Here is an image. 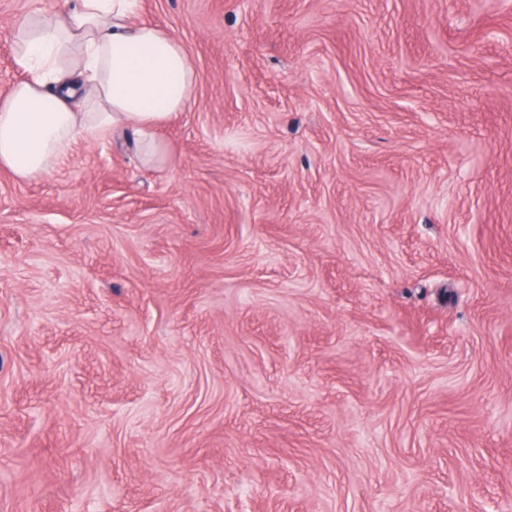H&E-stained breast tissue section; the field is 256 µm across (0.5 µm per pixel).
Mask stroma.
Here are the masks:
<instances>
[{"mask_svg":"<svg viewBox=\"0 0 512 512\" xmlns=\"http://www.w3.org/2000/svg\"><path fill=\"white\" fill-rule=\"evenodd\" d=\"M140 17L166 163L0 172V512H512V0Z\"/></svg>","mask_w":512,"mask_h":512,"instance_id":"obj_1","label":"stroma"}]
</instances>
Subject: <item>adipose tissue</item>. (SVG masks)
<instances>
[{
	"label": "adipose tissue",
	"mask_w": 512,
	"mask_h": 512,
	"mask_svg": "<svg viewBox=\"0 0 512 512\" xmlns=\"http://www.w3.org/2000/svg\"><path fill=\"white\" fill-rule=\"evenodd\" d=\"M139 0H77L66 14L20 23L11 52L25 78L0 99V169L20 182L52 171L79 137L131 136L142 161L164 163L159 130L192 101L184 46L133 23Z\"/></svg>",
	"instance_id": "adipose-tissue-1"
}]
</instances>
